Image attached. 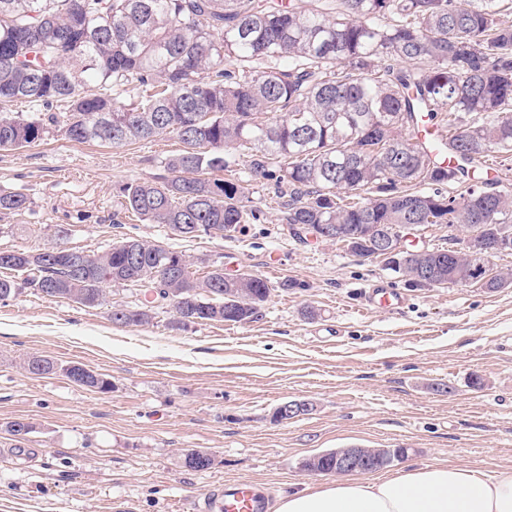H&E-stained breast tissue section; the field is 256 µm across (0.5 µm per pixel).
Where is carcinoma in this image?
<instances>
[{
    "instance_id": "1",
    "label": "carcinoma",
    "mask_w": 512,
    "mask_h": 512,
    "mask_svg": "<svg viewBox=\"0 0 512 512\" xmlns=\"http://www.w3.org/2000/svg\"><path fill=\"white\" fill-rule=\"evenodd\" d=\"M0 0V150L42 139L43 124L7 109L24 100L66 106V135L125 146L172 134L187 150L168 160L174 176L123 188L126 208L173 233H232L247 216L244 188L209 172L232 164L273 177L288 196L294 236L323 224L388 232L443 224L486 237L512 231V193L482 178L491 153H512V0ZM386 18L381 25L377 20ZM443 115L441 138L413 135L421 114ZM461 185L450 194L445 188ZM0 194V211L26 208ZM112 284L141 282L158 261L180 278L176 324L252 320L267 301L258 275L224 276L216 265L197 284L191 257L134 238L100 255ZM0 270L52 298L102 304L98 275L73 276L28 251L0 250ZM142 304L112 321L144 325ZM79 385L103 392L94 371ZM380 449L376 472L407 456Z\"/></svg>"
}]
</instances>
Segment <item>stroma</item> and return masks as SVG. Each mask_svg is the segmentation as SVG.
I'll return each mask as SVG.
<instances>
[{
  "instance_id": "35a3bbf8",
  "label": "stroma",
  "mask_w": 512,
  "mask_h": 512,
  "mask_svg": "<svg viewBox=\"0 0 512 512\" xmlns=\"http://www.w3.org/2000/svg\"><path fill=\"white\" fill-rule=\"evenodd\" d=\"M12 109L48 131L0 151V194L28 199L0 213V249L97 255L131 237L191 256L200 273L217 262L260 276L270 294L251 321L184 327L162 300L147 325L114 323L113 308L141 303L130 285L106 287L95 307L24 286L0 300V512H193L227 479L254 481L274 500L324 483L303 462L351 445L406 447L392 475L439 462L512 467V288H413L380 259L295 240L275 180L251 176L244 157L232 174L254 218L231 237L174 235L128 213L123 189L170 178L177 137L79 143L57 121L62 107ZM375 281L403 292V307L368 310L361 293ZM31 356L59 372L30 374ZM72 364L111 389L74 383L63 372ZM290 400L314 408L273 421ZM13 420L31 432L12 436ZM193 449L213 452V468L185 467Z\"/></svg>"
}]
</instances>
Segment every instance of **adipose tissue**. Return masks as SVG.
I'll list each match as a JSON object with an SVG mask.
<instances>
[{"mask_svg": "<svg viewBox=\"0 0 512 512\" xmlns=\"http://www.w3.org/2000/svg\"><path fill=\"white\" fill-rule=\"evenodd\" d=\"M275 512H512V467L436 463L289 492Z\"/></svg>", "mask_w": 512, "mask_h": 512, "instance_id": "1", "label": "adipose tissue"}]
</instances>
